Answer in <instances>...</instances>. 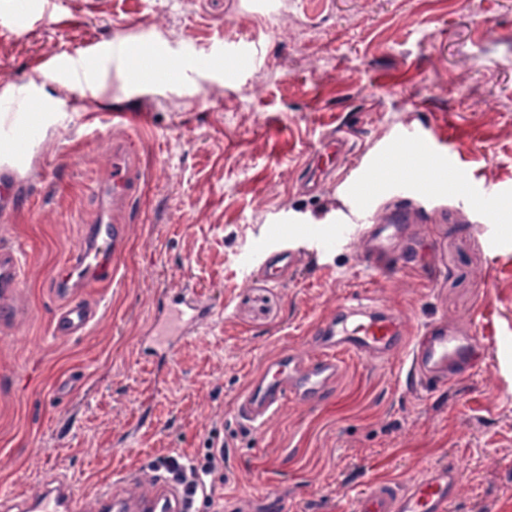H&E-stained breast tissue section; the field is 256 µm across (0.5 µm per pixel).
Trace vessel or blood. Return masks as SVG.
<instances>
[{
  "label": "vessel or blood",
  "mask_w": 512,
  "mask_h": 512,
  "mask_svg": "<svg viewBox=\"0 0 512 512\" xmlns=\"http://www.w3.org/2000/svg\"><path fill=\"white\" fill-rule=\"evenodd\" d=\"M128 64L141 74L143 82L162 84L180 74L184 67L210 69L216 66L239 71L249 68L253 58L240 47L225 49L217 56L200 57L184 63L171 61L166 68L153 67L139 50L128 51ZM25 124L12 128L6 138L11 152L23 151L33 128L39 126L43 107L38 98L28 100ZM347 126L327 134L303 177L311 183L334 172L338 157L350 135ZM463 187L458 165L444 154L434 153L429 142L415 129L400 131L394 147L376 156L347 185L356 208L334 217L328 227L313 226L300 233L304 247L313 255L335 251L338 243L352 235L354 225H363L368 245L360 260L377 273L388 272L398 262L391 245L409 221L411 197H427L436 186ZM96 216L83 224L78 244L68 253L50 281L59 303L51 316L55 337L83 336L96 321L97 302L87 296L117 267L119 248L127 237L123 220L141 190L138 168L129 149L112 150L103 177L90 185ZM394 194L396 203L383 221H376L369 209L377 196ZM18 204L15 173L0 164V213H10ZM288 236L285 226L276 224L267 241L257 249V275L273 283L283 282L299 264L298 250L281 248ZM26 254L20 245L0 241V325L15 323L14 305L24 283ZM215 316L212 302L191 287L170 288L161 296L141 344L145 351L167 362L178 344L207 327ZM484 348L482 336L455 335L447 319L424 323L409 333L408 319L400 311L378 302L342 304L315 325L305 351L288 349L273 356L235 400L240 422L261 429L290 400L305 405L323 401L331 392L345 359L385 361L405 357L407 382L418 390L435 394L461 373L476 372ZM460 486V474L453 464L433 465L417 477L397 483L375 480L365 484L352 502L350 512H452ZM199 493L171 478L164 468H154L149 479L127 471L101 487L89 505H82L76 485L67 478L44 481L31 498L0 496V512H201Z\"/></svg>",
  "instance_id": "1"
}]
</instances>
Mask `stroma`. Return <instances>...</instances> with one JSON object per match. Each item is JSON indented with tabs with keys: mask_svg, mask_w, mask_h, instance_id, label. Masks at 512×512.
I'll use <instances>...</instances> for the list:
<instances>
[{
	"mask_svg": "<svg viewBox=\"0 0 512 512\" xmlns=\"http://www.w3.org/2000/svg\"><path fill=\"white\" fill-rule=\"evenodd\" d=\"M113 41L165 60L240 43L255 62L144 85L107 57L83 87L41 64ZM30 94L49 117L11 159L20 206L0 217V239L27 255L23 315L0 337V492L30 496L62 476L89 498L113 474L150 477L153 463L202 457L211 441L224 448L216 512L283 496L288 512H348L369 480L444 463L460 470L453 512H512V0H50L24 29L0 25V103L21 114ZM114 111L130 122L106 124ZM342 123L354 130L344 177L413 127L473 185L507 193L490 214L445 187L414 200L398 251L417 262L386 277L351 240L265 282L250 269L272 224H320L351 204L339 181L313 195L297 186ZM115 137L140 158L141 195L116 279L90 291L97 323L58 340L49 281L95 214L85 184ZM184 281L216 315L159 364L140 338L163 291ZM369 295L415 325H478L482 371L426 396L406 386L402 359L349 358L326 401H290L262 430L241 428L235 399L264 361L306 348L320 318ZM73 372L79 389L56 398Z\"/></svg>",
	"mask_w": 512,
	"mask_h": 512,
	"instance_id": "obj_1",
	"label": "stroma"
}]
</instances>
